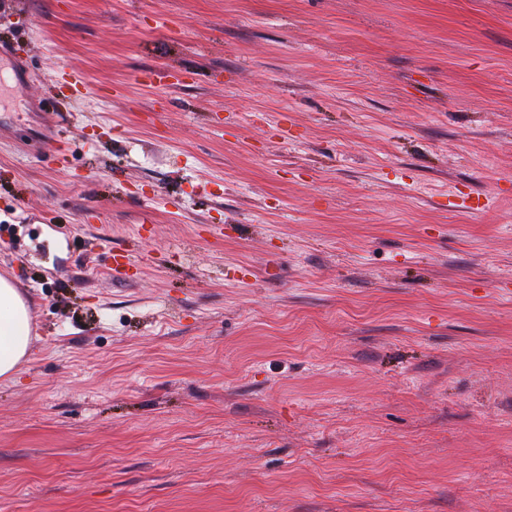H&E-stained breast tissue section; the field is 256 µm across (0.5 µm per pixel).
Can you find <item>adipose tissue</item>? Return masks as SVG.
Instances as JSON below:
<instances>
[{
    "mask_svg": "<svg viewBox=\"0 0 512 512\" xmlns=\"http://www.w3.org/2000/svg\"><path fill=\"white\" fill-rule=\"evenodd\" d=\"M31 344V312L16 288L0 278V380L19 373Z\"/></svg>",
    "mask_w": 512,
    "mask_h": 512,
    "instance_id": "1",
    "label": "adipose tissue"
}]
</instances>
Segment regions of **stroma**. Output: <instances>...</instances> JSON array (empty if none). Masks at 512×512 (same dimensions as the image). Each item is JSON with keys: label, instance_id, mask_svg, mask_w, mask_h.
<instances>
[{"label": "stroma", "instance_id": "stroma-1", "mask_svg": "<svg viewBox=\"0 0 512 512\" xmlns=\"http://www.w3.org/2000/svg\"><path fill=\"white\" fill-rule=\"evenodd\" d=\"M0 45V512H512V0H0ZM31 344V312L16 288L0 277V380L19 373Z\"/></svg>", "mask_w": 512, "mask_h": 512}]
</instances>
